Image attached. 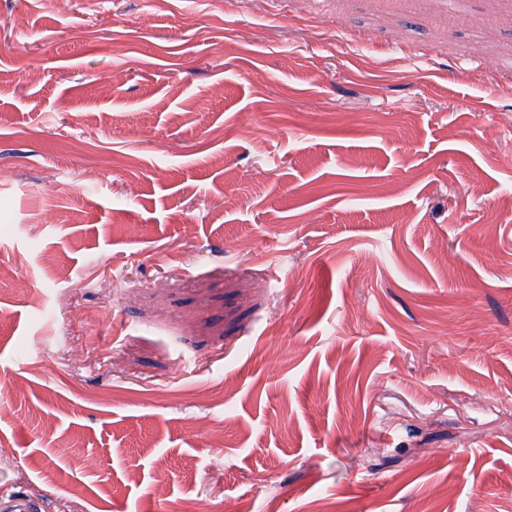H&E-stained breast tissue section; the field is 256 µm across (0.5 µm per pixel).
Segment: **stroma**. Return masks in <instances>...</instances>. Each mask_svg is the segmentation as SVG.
<instances>
[{
	"label": "stroma",
	"instance_id": "stroma-1",
	"mask_svg": "<svg viewBox=\"0 0 512 512\" xmlns=\"http://www.w3.org/2000/svg\"><path fill=\"white\" fill-rule=\"evenodd\" d=\"M14 491L512 512V0H0Z\"/></svg>",
	"mask_w": 512,
	"mask_h": 512
}]
</instances>
